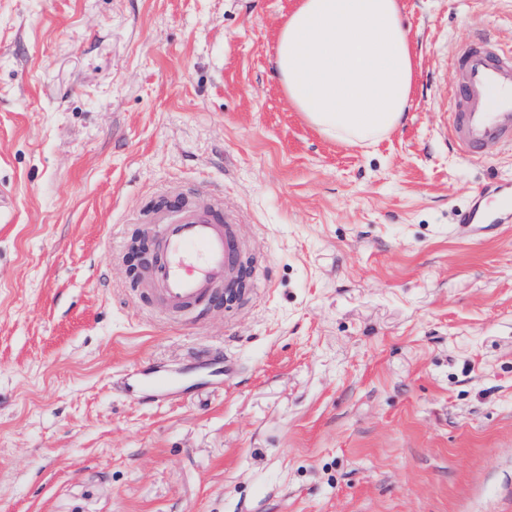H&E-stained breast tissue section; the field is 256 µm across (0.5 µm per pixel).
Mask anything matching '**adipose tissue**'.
Wrapping results in <instances>:
<instances>
[{"instance_id": "adipose-tissue-1", "label": "adipose tissue", "mask_w": 512, "mask_h": 512, "mask_svg": "<svg viewBox=\"0 0 512 512\" xmlns=\"http://www.w3.org/2000/svg\"><path fill=\"white\" fill-rule=\"evenodd\" d=\"M400 0H299L278 34L275 75L326 136L371 147L403 124L414 55Z\"/></svg>"}]
</instances>
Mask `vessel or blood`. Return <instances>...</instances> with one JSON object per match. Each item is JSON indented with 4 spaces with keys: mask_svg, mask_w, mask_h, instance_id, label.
I'll return each instance as SVG.
<instances>
[{
    "mask_svg": "<svg viewBox=\"0 0 512 512\" xmlns=\"http://www.w3.org/2000/svg\"><path fill=\"white\" fill-rule=\"evenodd\" d=\"M458 78L451 88L449 138L464 157L476 159L488 143L512 148V66L484 48L483 36L463 41L452 58ZM512 219V191L498 203L475 195L461 211V226L500 224ZM237 244L208 211L187 208L158 227L153 279L164 303L182 309L205 303L214 287L234 272Z\"/></svg>",
    "mask_w": 512,
    "mask_h": 512,
    "instance_id": "1",
    "label": "vessel or blood"
}]
</instances>
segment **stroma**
Wrapping results in <instances>:
<instances>
[{
    "instance_id": "stroma-1",
    "label": "stroma",
    "mask_w": 512,
    "mask_h": 512,
    "mask_svg": "<svg viewBox=\"0 0 512 512\" xmlns=\"http://www.w3.org/2000/svg\"><path fill=\"white\" fill-rule=\"evenodd\" d=\"M295 2L0 0V512H512V230L454 229L512 154L448 140L512 0H401L411 107L369 148L276 79ZM176 196L252 261L224 308L131 285ZM138 364L178 396L117 389ZM156 225V223L144 224L143 229L135 235L130 245L126 265L133 283H141L143 286L148 283L147 275L155 258Z\"/></svg>"
}]
</instances>
